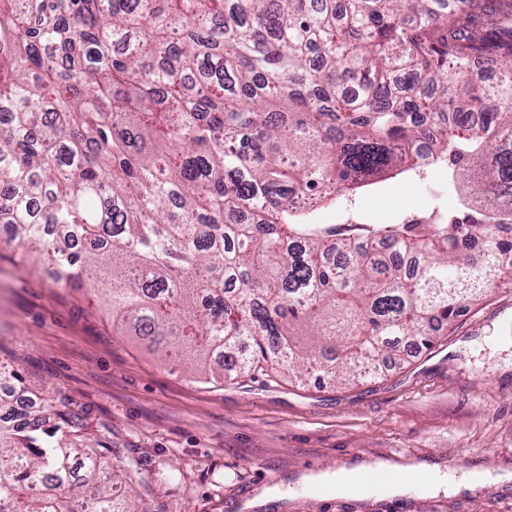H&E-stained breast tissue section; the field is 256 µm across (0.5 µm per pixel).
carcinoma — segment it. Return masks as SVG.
<instances>
[{
  "mask_svg": "<svg viewBox=\"0 0 512 512\" xmlns=\"http://www.w3.org/2000/svg\"><path fill=\"white\" fill-rule=\"evenodd\" d=\"M303 2L0 0V224L178 366L353 383L512 279V0ZM438 169L436 221L315 218ZM33 407L0 512H140Z\"/></svg>",
  "mask_w": 512,
  "mask_h": 512,
  "instance_id": "1",
  "label": "carcinoma"
}]
</instances>
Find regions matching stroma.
<instances>
[{
    "instance_id": "stroma-1",
    "label": "stroma",
    "mask_w": 512,
    "mask_h": 512,
    "mask_svg": "<svg viewBox=\"0 0 512 512\" xmlns=\"http://www.w3.org/2000/svg\"><path fill=\"white\" fill-rule=\"evenodd\" d=\"M452 195L439 177L383 181L358 207L363 222L385 224ZM12 255L0 242V360L55 398L47 424L74 414L105 444L142 512H512V483L493 480L512 470V291L490 288L432 349H406L354 384L215 380L114 327L92 282L64 287L50 266L21 269ZM378 461L439 468L442 483L315 497L301 481ZM476 468L490 480L459 488ZM275 486L283 497L260 500Z\"/></svg>"
}]
</instances>
